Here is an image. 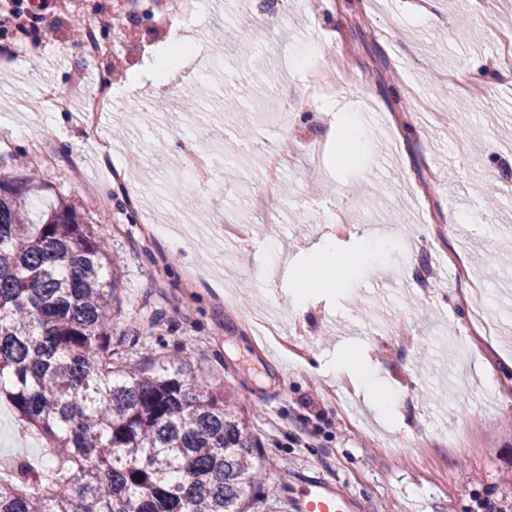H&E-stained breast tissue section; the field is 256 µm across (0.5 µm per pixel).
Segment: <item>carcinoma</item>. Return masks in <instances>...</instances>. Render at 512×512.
<instances>
[{
	"instance_id": "cac0c4a2",
	"label": "carcinoma",
	"mask_w": 512,
	"mask_h": 512,
	"mask_svg": "<svg viewBox=\"0 0 512 512\" xmlns=\"http://www.w3.org/2000/svg\"><path fill=\"white\" fill-rule=\"evenodd\" d=\"M34 177H0V402L37 463L0 472V512H249L259 443L224 386L173 355L112 365L116 262Z\"/></svg>"
}]
</instances>
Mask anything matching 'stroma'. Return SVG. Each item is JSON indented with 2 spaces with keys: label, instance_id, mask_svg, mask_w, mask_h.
<instances>
[{
  "label": "stroma",
  "instance_id": "stroma-1",
  "mask_svg": "<svg viewBox=\"0 0 512 512\" xmlns=\"http://www.w3.org/2000/svg\"><path fill=\"white\" fill-rule=\"evenodd\" d=\"M84 2V15L52 7L19 36L0 28V65L14 72L0 82V175L36 174L33 212L66 200L106 240L118 260L115 310L129 363L178 353L198 380L223 384L261 445L265 484L251 512H287V493L311 474L336 482L358 512H512V73L493 32L512 25V0H494L487 16L474 0L424 8L417 0H254L251 15L265 28L255 41L268 63L259 71L238 52L242 4L211 0L193 23L195 42L211 57L209 36L223 28L221 66L204 76L189 60L163 87L144 71L159 44L141 18L124 69L138 85L113 97L93 137L44 94L64 93L75 69L93 89L114 80L111 57L82 49L89 23L112 41V28L98 25L110 0ZM307 45L326 68L329 50L347 51L358 81L314 94L307 76L281 66ZM482 69L487 83L473 85L458 108L463 97L446 74ZM229 95L239 110H225ZM328 99L336 103L328 123L363 130L356 144L327 138ZM273 101L320 137L322 156L312 167L296 143L294 167L269 187L265 161L283 136L264 110ZM244 126L250 166L215 156L208 182L172 193L170 175L191 149ZM222 221L251 225L252 240L213 237ZM151 224L165 230L149 240ZM337 224L344 235L334 236ZM370 233L389 236L392 247L341 268L334 293L295 298L294 278L326 262L323 238L350 252ZM437 236L464 260L486 257L479 283L490 343L463 333L469 306L452 286L453 269L431 258ZM192 268L205 276L189 289ZM428 269L426 297L414 282ZM253 312L284 333L294 318L310 321L312 337L293 355L249 324ZM408 331L419 348L405 345ZM341 356L354 371L320 372ZM360 367L399 393L389 417L371 407Z\"/></svg>",
  "mask_w": 512,
  "mask_h": 512
}]
</instances>
